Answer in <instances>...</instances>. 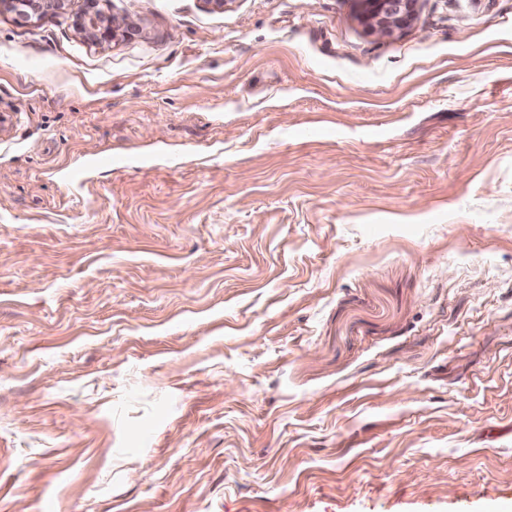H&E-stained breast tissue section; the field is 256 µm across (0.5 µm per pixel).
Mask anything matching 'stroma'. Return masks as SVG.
Here are the masks:
<instances>
[{
	"label": "stroma",
	"instance_id": "1",
	"mask_svg": "<svg viewBox=\"0 0 512 512\" xmlns=\"http://www.w3.org/2000/svg\"><path fill=\"white\" fill-rule=\"evenodd\" d=\"M0 7V512H512V0ZM68 0H2L9 9L26 19H39L48 12L66 14ZM82 9L72 14L74 28L91 39L93 42H106L113 40L119 27L114 21L108 19L103 12V0H84ZM361 19L378 38L392 36L415 19L418 0H360Z\"/></svg>",
	"mask_w": 512,
	"mask_h": 512
}]
</instances>
